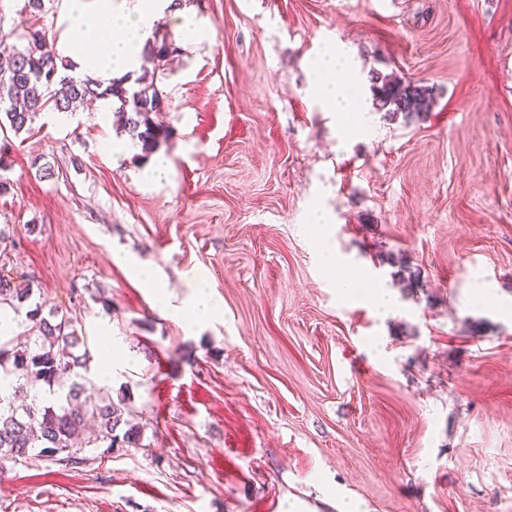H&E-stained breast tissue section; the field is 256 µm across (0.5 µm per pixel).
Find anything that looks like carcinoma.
Returning <instances> with one entry per match:
<instances>
[{
    "mask_svg": "<svg viewBox=\"0 0 512 512\" xmlns=\"http://www.w3.org/2000/svg\"><path fill=\"white\" fill-rule=\"evenodd\" d=\"M173 40L162 38L148 44L144 53L161 63L174 53ZM72 65L59 56L46 32L32 28L7 42L0 36V127L14 134L31 130L37 113L50 107L71 112L84 101L110 99L122 113L123 131L140 145L146 160L155 154L169 133L153 115L166 101L157 85V73L128 74L103 84L90 76L69 74ZM370 90L375 108L390 119L411 123L429 111L432 88L417 80L371 72ZM34 289L0 276V309L20 313ZM32 322L27 345L19 348L0 342V371L13 376L0 381V469L4 463L24 464L38 451L66 466L80 464L85 448H141L143 433L128 419L123 401L110 392H88L91 380L78 372L85 355L72 321L42 304L26 311Z\"/></svg>",
    "mask_w": 512,
    "mask_h": 512,
    "instance_id": "cac0c4a2",
    "label": "carcinoma"
}]
</instances>
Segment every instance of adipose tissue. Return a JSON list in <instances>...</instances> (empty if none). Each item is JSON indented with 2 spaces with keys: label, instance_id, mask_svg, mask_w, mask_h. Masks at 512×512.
Returning a JSON list of instances; mask_svg holds the SVG:
<instances>
[{
  "label": "adipose tissue",
  "instance_id": "ef3b65f1",
  "mask_svg": "<svg viewBox=\"0 0 512 512\" xmlns=\"http://www.w3.org/2000/svg\"><path fill=\"white\" fill-rule=\"evenodd\" d=\"M171 0H66L65 48L75 71H89L111 80L135 70L150 41L155 20ZM335 56L320 58L314 65L321 100L340 112H363L362 99L352 98L347 86L333 80Z\"/></svg>",
  "mask_w": 512,
  "mask_h": 512
}]
</instances>
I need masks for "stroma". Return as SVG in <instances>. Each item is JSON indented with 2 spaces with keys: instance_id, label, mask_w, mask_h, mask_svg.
Instances as JSON below:
<instances>
[{
  "instance_id": "1",
  "label": "stroma",
  "mask_w": 512,
  "mask_h": 512,
  "mask_svg": "<svg viewBox=\"0 0 512 512\" xmlns=\"http://www.w3.org/2000/svg\"><path fill=\"white\" fill-rule=\"evenodd\" d=\"M63 11L0 0V31L58 46ZM161 21L166 177L109 149L129 136L94 105L0 133V274L73 319L144 442L8 466L0 512H512V0H178ZM333 50L363 98L374 70L432 86L425 120L323 107ZM319 235L392 290L387 315L328 287ZM140 268L175 306L204 281L221 313L161 316Z\"/></svg>"
}]
</instances>
